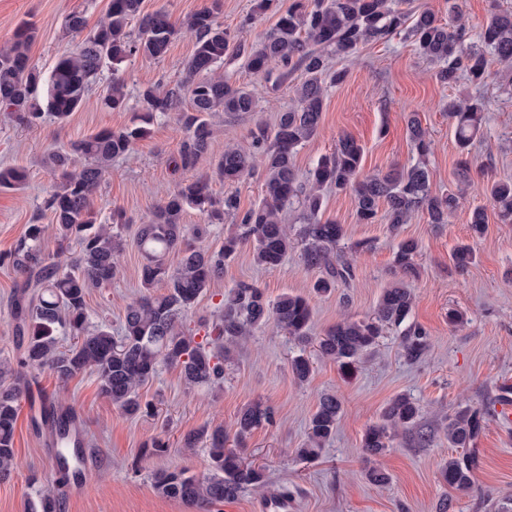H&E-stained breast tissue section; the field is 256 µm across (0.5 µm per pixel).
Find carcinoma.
<instances>
[{"instance_id": "carcinoma-1", "label": "carcinoma", "mask_w": 512, "mask_h": 512, "mask_svg": "<svg viewBox=\"0 0 512 512\" xmlns=\"http://www.w3.org/2000/svg\"><path fill=\"white\" fill-rule=\"evenodd\" d=\"M221 7V0H212L211 6L189 15L178 27L163 10L143 12L142 0H109L105 19L75 51L60 55L48 71L32 60L30 50L37 29L30 23L19 25L10 42L0 48V111L33 125L46 116L63 123L84 109L105 69L112 71V85L101 98V106L123 110V65L135 57L164 58L182 29L195 36L182 78L171 86L148 85L140 91L138 123L103 129L49 154L48 167L59 179L42 202L43 210L51 215V224L27 225L13 250L0 254V265L25 276V289L13 310L20 353L13 362L0 360V477L20 466L14 438L25 389L16 380L24 370L47 365L61 382L81 372H93L99 393L122 413L137 416L152 410L150 403L142 401L139 389L161 364L179 367L191 390L221 385L224 348L269 324L302 346L316 343L318 354L336 362L346 373L356 368L389 329L400 336L401 353L407 361H419L428 350L426 331L410 322L414 294L404 281L417 273L419 243L413 238L398 243L391 270L393 281L380 294L374 315L343 319L317 338L309 336L312 308L307 297L288 293L271 301L261 289L246 282L237 283L224 295L219 314L202 339L187 327L186 319L207 288L224 275V262L244 245L250 246L255 263L265 270L278 268L288 251L301 247L306 268L318 272L312 285L317 294L349 285L355 278V266L341 246L344 226L319 218L322 191L327 187L352 194L360 224L383 222L396 232L416 213L426 215L430 224L448 223L460 195L453 191L444 196L432 193L426 164L431 141L414 113L407 118V133L417 154L411 165L363 175L364 149L350 135L341 136L336 151L320 157L303 181L295 169V156L318 132L327 86L345 78V72L331 69L330 57L349 58L366 44L386 42L402 33L422 58L436 66L435 79L441 84L451 86L464 78L482 86L491 75L489 58L512 61V12H491L473 41L461 24L452 26L427 9L412 17L390 0H291L275 25L248 44L218 22ZM239 56L256 76L268 78L277 67L278 80L285 82L300 73L294 103L280 112L274 127L258 122L250 130L258 155L226 147L216 161L215 175L230 187L260 161L264 171L261 200L244 212L237 230L225 235L222 247L213 251L196 241L235 214L236 196H215L207 175L180 184L166 195L151 220L139 225L137 240L143 256L139 279L144 293L125 308L120 334H112L108 324H91L87 297L92 289L112 284L128 224L120 212L100 220L91 207L93 194L111 173L112 160L129 154L137 142L147 138L158 117L180 113L185 138L174 167L192 170L212 149L213 129L208 116L257 111V95L220 73L225 59ZM444 111L461 155L455 177L465 184L471 179V146L481 130L487 103L480 97L450 98ZM29 179L24 166H0V188L19 189ZM487 193L501 223L512 224V181H493ZM295 199L301 202L304 223L292 231L282 222V211ZM190 210L198 211L204 223L191 228L183 224ZM487 224L486 207L470 210L471 236L481 237ZM50 229L60 242L77 248L71 265L62 264L44 249ZM172 253L178 255L174 267L168 263ZM472 260L473 249L468 244L457 246L452 253L455 267L462 271ZM160 285L165 292L154 291ZM64 336L72 338L70 345L62 344ZM291 371L299 381L307 380L311 374L309 359L296 356ZM341 413L336 395L324 393L319 397L308 421L306 441L297 449L299 458L313 460L320 455L336 434ZM419 413V404L409 395L393 397L380 421L365 430L362 448L366 456H382L395 432L414 424ZM271 422L270 409L252 403L239 412L235 434L243 443L256 429ZM486 422L487 412L480 407H463L448 420L449 447L458 449L439 469L448 487H473L478 468L476 445ZM50 423L59 426L53 445L60 478L66 481L79 473L83 453L63 439L68 432L65 422L57 421L53 413ZM183 443L187 448L200 443L208 448L211 473L197 477L184 470L159 472L154 487L166 498L194 504L206 512L213 504L267 484L265 469L244 463L224 447L222 427L191 430ZM63 508L58 493L42 488L35 490V499L29 504V512H63Z\"/></svg>"}]
</instances>
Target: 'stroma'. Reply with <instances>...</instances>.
Segmentation results:
<instances>
[{
  "instance_id": "1",
  "label": "stroma",
  "mask_w": 512,
  "mask_h": 512,
  "mask_svg": "<svg viewBox=\"0 0 512 512\" xmlns=\"http://www.w3.org/2000/svg\"><path fill=\"white\" fill-rule=\"evenodd\" d=\"M108 4L109 0H0V45L11 39L20 22L33 23L38 36L31 55L39 66L49 67L81 41L80 35L66 29V17L72 11H83L92 28L105 17ZM192 47V37L184 33L163 59L138 57L128 62L122 71L127 96L122 111L112 112L99 104L112 80L106 70L87 106L64 124L47 120L28 129L0 112V164L23 165L31 173L25 189L0 190V253L13 247L27 225L49 221L39 211L54 182L46 165L48 154L101 129L131 125L140 113V90L179 80ZM331 64L346 70L347 77L328 88L320 129L296 156L295 166L302 176L319 157L333 152L345 134L365 149L363 173H384L412 163L415 155L406 118L413 112L432 142L428 157L431 190L447 194L454 183L458 149L442 107L455 96L480 95L489 102L482 136L472 147V181L446 224H429L418 213L393 235L385 224L358 223L349 194L332 188L324 191L322 216L344 225L345 245L353 247L368 240L372 248L352 253L354 282L329 296L312 298V335H323L343 317L371 315L392 280L399 238H413L421 251L419 274L407 281L415 296L411 319L426 330L428 353L418 363L406 362L396 334L389 331L352 375L343 374L336 362L318 358L308 381L302 383L290 369L300 346L268 327L232 347L222 388L188 389L177 367L160 365L140 389L143 400L156 405L157 412L142 417L124 415L103 398L94 373L86 371L62 383L49 368L29 371L28 383L40 385L56 403L76 411L86 436L87 462L81 484L58 488L64 512H200L197 506L158 496L153 477L160 470L208 475L207 448L184 447L183 436L204 425H220L226 433H233L237 414L254 402L274 413L273 425L255 430L244 443L248 459L267 464L268 485L245 490L235 499L212 506L210 512H264L268 502L283 499L288 512H436L444 498L452 500L451 512H498L502 503H512V424L500 416L490 418L477 442L479 467L471 489H451L439 475L440 465L451 453L444 435L449 416L466 404L497 407L503 382L512 380V224L490 216L479 238L472 237L468 227L470 209L487 202V182L512 179V69L494 60L487 85L444 86L435 80L431 64L401 37L366 45L351 59L335 58ZM223 73L237 85L255 90L258 115L215 113L211 152L196 169L178 172L170 163L184 137L178 115L172 112L158 118L150 137L138 142L129 155L113 160L111 175L95 192L93 208L100 217L120 209L130 226L111 287L94 290L88 297L92 323L119 327L125 307L139 297L142 256L135 241L137 227L151 219L163 197L196 174L211 171L225 145L250 149L249 130L255 118L275 125L280 112L293 101L292 84L273 85L251 74L242 61L225 62ZM462 242L470 244L476 256L463 272L450 258ZM312 280L299 251H291L278 269L267 271L254 264L249 248H242L189 313L187 323L196 329L211 320L225 292L238 282L252 283L274 299L285 293L308 294ZM21 283L20 274L0 266V359H15L20 352L19 338L13 332L12 302ZM453 313L463 317V326L453 327L449 321ZM324 393L336 394L341 400L342 417L319 458L303 461L296 450L306 439L308 419ZM399 393L414 398L421 414L417 426L399 432L392 448L374 463L391 477L387 485L377 486L365 475L371 463L361 448L362 436ZM157 436L168 441L167 452L143 456L144 443ZM15 449L21 466L0 479V512H27L32 480L44 483L57 477L47 431L34 428L24 412L18 416Z\"/></svg>"
}]
</instances>
